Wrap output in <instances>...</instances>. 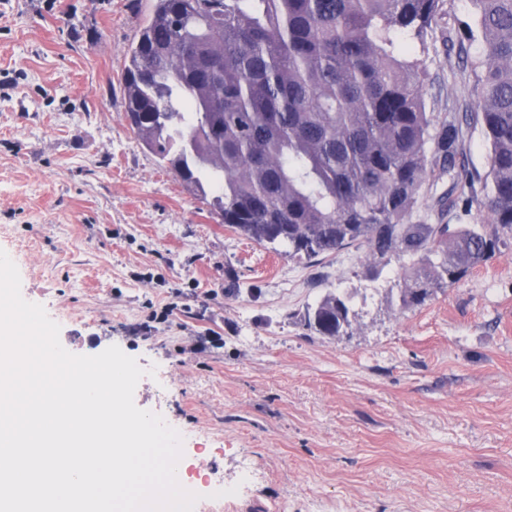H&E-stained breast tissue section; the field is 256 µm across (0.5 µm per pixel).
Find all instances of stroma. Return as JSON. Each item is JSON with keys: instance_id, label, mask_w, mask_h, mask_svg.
Instances as JSON below:
<instances>
[{"instance_id": "1", "label": "stroma", "mask_w": 512, "mask_h": 512, "mask_svg": "<svg viewBox=\"0 0 512 512\" xmlns=\"http://www.w3.org/2000/svg\"><path fill=\"white\" fill-rule=\"evenodd\" d=\"M153 0H0V249L63 347L118 346L182 437L193 512H512V246L421 305L398 263H306L210 215L124 117ZM469 0L411 42L437 121L477 111ZM353 298L345 335L305 314Z\"/></svg>"}]
</instances>
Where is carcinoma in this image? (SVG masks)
Listing matches in <instances>:
<instances>
[{"label":"carcinoma","mask_w":512,"mask_h":512,"mask_svg":"<svg viewBox=\"0 0 512 512\" xmlns=\"http://www.w3.org/2000/svg\"><path fill=\"white\" fill-rule=\"evenodd\" d=\"M470 3L479 111L440 127L406 47L444 0H154L126 51L125 119L220 223L299 260L395 256L402 305L421 304L512 244V0ZM476 127L483 177L457 164ZM424 187L473 223H407ZM350 312L329 291L306 320L342 336Z\"/></svg>","instance_id":"1"}]
</instances>
